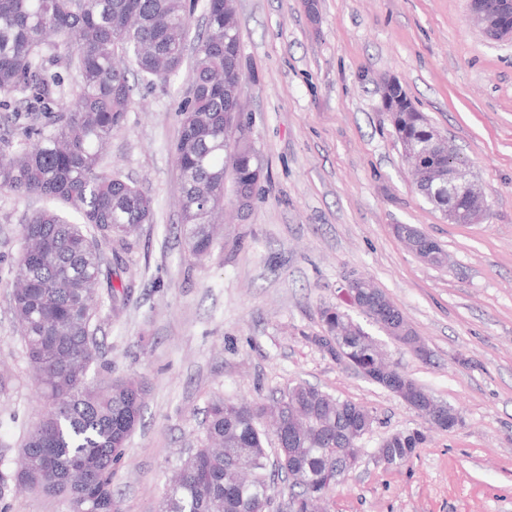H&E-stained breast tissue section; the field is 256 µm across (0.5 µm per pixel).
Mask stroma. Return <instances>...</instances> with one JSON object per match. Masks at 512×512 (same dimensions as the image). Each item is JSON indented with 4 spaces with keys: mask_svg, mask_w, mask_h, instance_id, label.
<instances>
[{
    "mask_svg": "<svg viewBox=\"0 0 512 512\" xmlns=\"http://www.w3.org/2000/svg\"><path fill=\"white\" fill-rule=\"evenodd\" d=\"M244 99L265 178L224 245L194 261L177 231L174 145L188 68L142 83L112 135L106 163L154 203L121 262L119 315L102 307L100 384L147 385L142 423L115 473L124 512H159L174 469L200 444L215 395L270 400L306 380L374 417L357 466L330 493L328 512H512V44L487 40L467 0H235ZM400 80L416 107L471 164L491 199L475 224L450 223L414 189L383 112L381 77ZM59 201L0 192V470L15 467L44 408L10 305L25 217ZM409 224L437 240L449 265L422 262L395 236ZM373 280L429 350L421 359L356 308L399 368L457 409L452 430L418 413L316 343L319 309L344 306L346 278ZM408 429L426 441L403 466L375 459Z\"/></svg>",
    "mask_w": 512,
    "mask_h": 512,
    "instance_id": "1",
    "label": "stroma"
}]
</instances>
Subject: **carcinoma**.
<instances>
[{
  "label": "carcinoma",
  "instance_id": "1",
  "mask_svg": "<svg viewBox=\"0 0 512 512\" xmlns=\"http://www.w3.org/2000/svg\"><path fill=\"white\" fill-rule=\"evenodd\" d=\"M190 34L186 0H0V110L31 97L51 101L59 75L43 67L51 46L81 75L79 85L52 128L21 150L0 132V192L58 199L78 219L36 210L21 227L11 309L36 385L47 409L28 432L17 468L0 473V496L8 482L63 497L79 512H123L112 487L128 439L139 424L145 383L135 378L92 385L87 374L101 359L95 322L103 299L116 312L125 292L103 270L102 245L127 248L144 224L153 222L150 196L105 166V150L135 103L138 81L117 56L131 55L136 75L165 82L181 66ZM240 46L236 10L206 0L179 108L175 154L181 182L179 234L198 261L221 243L214 218L224 212V183L233 195L242 184L256 194L263 169L252 138L230 121L241 89L225 84L226 69ZM381 99L401 145L415 164L448 172V149H434L439 134L399 80L382 82ZM446 262L434 240L419 241ZM108 279L99 291L101 276ZM324 335L316 341L333 352L335 339L355 341L364 328L338 307L320 311ZM321 388L299 381L269 403L213 397L206 409L200 448L165 489L162 512H269L272 492L286 483L288 498L303 502L336 485L335 470L352 468L363 435L351 430V410ZM418 430L384 438L377 453L391 466L406 463L424 444ZM276 448L270 459L268 448Z\"/></svg>",
  "mask_w": 512,
  "mask_h": 512
}]
</instances>
